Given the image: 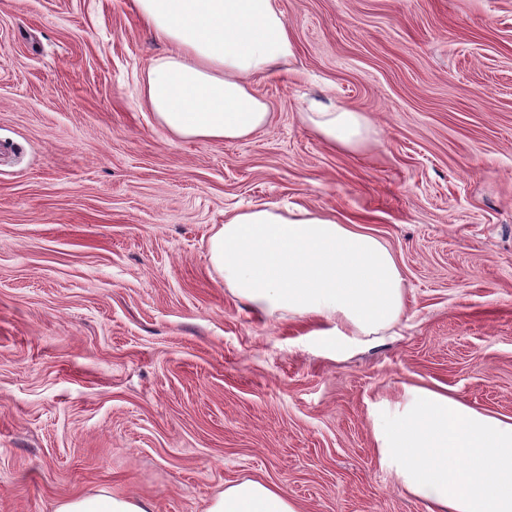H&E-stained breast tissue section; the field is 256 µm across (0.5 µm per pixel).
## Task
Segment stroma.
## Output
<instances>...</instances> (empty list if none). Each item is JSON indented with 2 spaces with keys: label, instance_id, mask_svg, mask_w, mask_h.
Masks as SVG:
<instances>
[{
  "label": "stroma",
  "instance_id": "obj_1",
  "mask_svg": "<svg viewBox=\"0 0 512 512\" xmlns=\"http://www.w3.org/2000/svg\"><path fill=\"white\" fill-rule=\"evenodd\" d=\"M296 57L268 127L171 136L140 100L167 54L131 0H0V512L105 489L204 512L241 479L305 512H427L382 470L370 409L448 387L512 417V0H278ZM376 133L334 149L312 103ZM296 204L391 248L403 320L336 358L259 316L211 238Z\"/></svg>",
  "mask_w": 512,
  "mask_h": 512
}]
</instances>
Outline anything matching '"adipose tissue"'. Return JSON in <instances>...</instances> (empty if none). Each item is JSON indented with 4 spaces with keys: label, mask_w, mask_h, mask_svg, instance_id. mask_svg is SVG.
I'll use <instances>...</instances> for the list:
<instances>
[{
    "label": "adipose tissue",
    "mask_w": 512,
    "mask_h": 512,
    "mask_svg": "<svg viewBox=\"0 0 512 512\" xmlns=\"http://www.w3.org/2000/svg\"><path fill=\"white\" fill-rule=\"evenodd\" d=\"M139 20L170 52L144 71L141 94L179 139L231 141L269 123L253 91L295 56L276 0H133ZM305 121L331 147L353 149L369 121L344 108L313 107ZM210 260L227 288L268 318H313L343 356L406 313L392 252L360 228L304 206L238 209L212 237ZM383 469L428 512H512V417L477 409L447 389L407 386L370 411ZM55 512H152L146 501L106 490ZM206 512H302L255 479L225 486Z\"/></svg>",
    "instance_id": "ef3b65f1"
}]
</instances>
